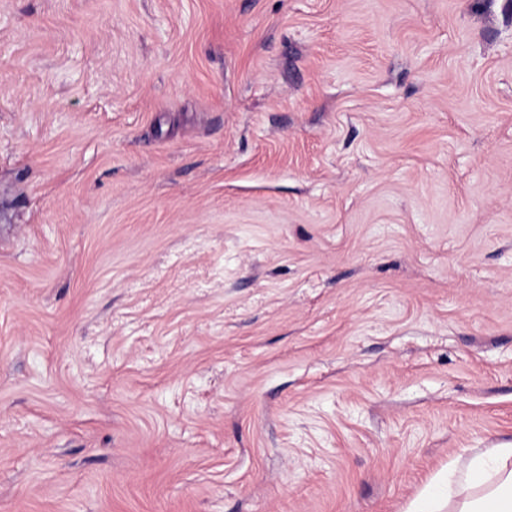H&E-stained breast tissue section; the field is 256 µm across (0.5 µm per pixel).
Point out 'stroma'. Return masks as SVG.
Here are the masks:
<instances>
[{"label": "stroma", "instance_id": "stroma-1", "mask_svg": "<svg viewBox=\"0 0 512 512\" xmlns=\"http://www.w3.org/2000/svg\"><path fill=\"white\" fill-rule=\"evenodd\" d=\"M510 445L512 0H0V512Z\"/></svg>", "mask_w": 512, "mask_h": 512}]
</instances>
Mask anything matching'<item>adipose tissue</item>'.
<instances>
[{"instance_id":"ef3b65f1","label":"adipose tissue","mask_w":512,"mask_h":512,"mask_svg":"<svg viewBox=\"0 0 512 512\" xmlns=\"http://www.w3.org/2000/svg\"><path fill=\"white\" fill-rule=\"evenodd\" d=\"M447 496L419 493L405 512H512V447L475 452L465 463L452 460Z\"/></svg>"}]
</instances>
